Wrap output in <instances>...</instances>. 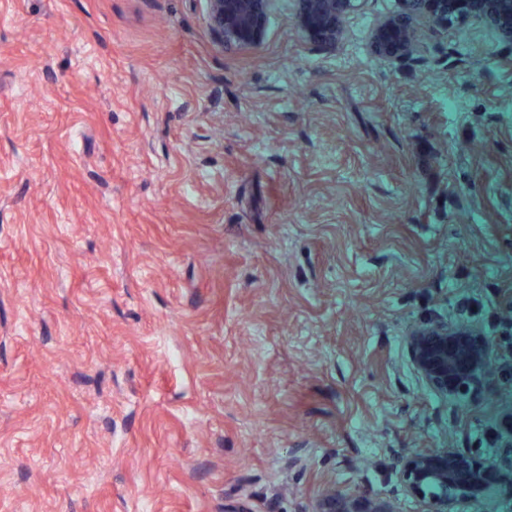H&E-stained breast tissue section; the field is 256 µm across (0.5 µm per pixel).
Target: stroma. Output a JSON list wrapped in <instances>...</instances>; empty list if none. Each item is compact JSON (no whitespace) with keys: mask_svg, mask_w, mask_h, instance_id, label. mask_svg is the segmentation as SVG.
Instances as JSON below:
<instances>
[{"mask_svg":"<svg viewBox=\"0 0 512 512\" xmlns=\"http://www.w3.org/2000/svg\"><path fill=\"white\" fill-rule=\"evenodd\" d=\"M396 8L228 50L206 0H0V512H419L402 454L512 455V375L406 343L512 326V46L386 59ZM429 336H442L439 347L429 342ZM459 337V332H448L447 326L416 329L408 336V345L414 367L427 381L440 388L448 397L462 404L472 399L483 387L485 377L490 373L489 362L493 350L488 336H468L456 344L457 358L466 364H458L448 356L446 362H436L438 354L449 351ZM469 340H471V348ZM470 352V355H469ZM391 503L356 488L328 489L317 502L315 512H392Z\"/></svg>","mask_w":512,"mask_h":512,"instance_id":"obj_1","label":"stroma"}]
</instances>
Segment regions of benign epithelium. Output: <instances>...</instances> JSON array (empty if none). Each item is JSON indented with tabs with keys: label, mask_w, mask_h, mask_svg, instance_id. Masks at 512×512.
<instances>
[{
	"label": "benign epithelium",
	"mask_w": 512,
	"mask_h": 512,
	"mask_svg": "<svg viewBox=\"0 0 512 512\" xmlns=\"http://www.w3.org/2000/svg\"><path fill=\"white\" fill-rule=\"evenodd\" d=\"M361 0H296L301 27L326 46L339 38V23L355 11ZM397 9L374 32L379 55L397 58L414 47L415 22L427 18L448 28L476 20L503 42L512 44V0H396ZM207 25L226 48L245 47L263 36L266 0H207ZM459 333L446 326L416 329L408 336L414 367L446 395L465 404L483 387L490 373L493 350L486 336H472L466 364L436 357L451 349ZM404 491L420 503V512H457L466 499L479 500L503 486H512V457L448 452H414L401 456L398 470ZM315 512H392L391 503L356 488L329 489L317 502Z\"/></svg>",
	"instance_id": "benign-epithelium-1"
}]
</instances>
